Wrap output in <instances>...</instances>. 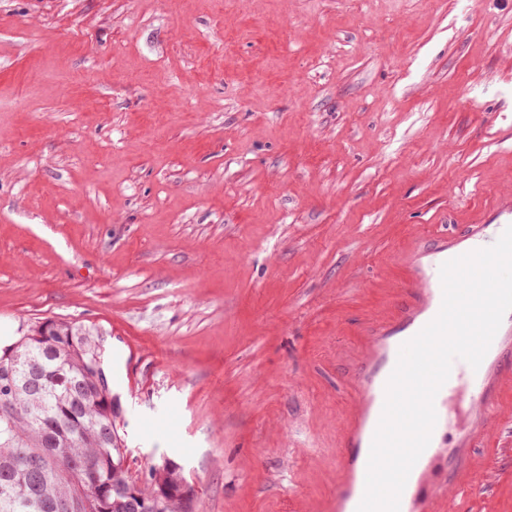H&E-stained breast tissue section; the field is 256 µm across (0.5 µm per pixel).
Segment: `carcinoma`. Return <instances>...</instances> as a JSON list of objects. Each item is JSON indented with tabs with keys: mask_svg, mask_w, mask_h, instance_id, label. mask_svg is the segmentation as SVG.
I'll return each instance as SVG.
<instances>
[{
	"mask_svg": "<svg viewBox=\"0 0 512 512\" xmlns=\"http://www.w3.org/2000/svg\"><path fill=\"white\" fill-rule=\"evenodd\" d=\"M51 323L48 336L37 323L15 340L22 359L0 367L12 383L0 391V512H56L60 500L82 512L80 489L99 495L104 512H134L121 493L134 482L125 449L108 439L117 412L101 405L112 376L101 383L91 369L95 357L101 369L107 362L104 337L65 320Z\"/></svg>",
	"mask_w": 512,
	"mask_h": 512,
	"instance_id": "obj_1",
	"label": "carcinoma"
}]
</instances>
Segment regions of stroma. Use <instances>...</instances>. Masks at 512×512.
Returning a JSON list of instances; mask_svg holds the SVG:
<instances>
[{
  "label": "stroma",
  "mask_w": 512,
  "mask_h": 512,
  "mask_svg": "<svg viewBox=\"0 0 512 512\" xmlns=\"http://www.w3.org/2000/svg\"><path fill=\"white\" fill-rule=\"evenodd\" d=\"M512 197V0H0V341L113 358L130 474L330 490L349 325Z\"/></svg>",
  "instance_id": "stroma-1"
}]
</instances>
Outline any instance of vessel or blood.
I'll use <instances>...</instances> for the list:
<instances>
[{"instance_id":"1","label":"vessel or blood","mask_w":512,"mask_h":512,"mask_svg":"<svg viewBox=\"0 0 512 512\" xmlns=\"http://www.w3.org/2000/svg\"><path fill=\"white\" fill-rule=\"evenodd\" d=\"M511 225L512 200H507L464 231L407 237L394 257L401 275L388 290V305L367 313L353 329L356 345L347 354L350 402L329 424L336 435L331 488L297 512H357L399 349L440 310L441 265L492 246ZM434 407L437 422L408 476L399 512H512V312L479 367L454 360Z\"/></svg>"}]
</instances>
